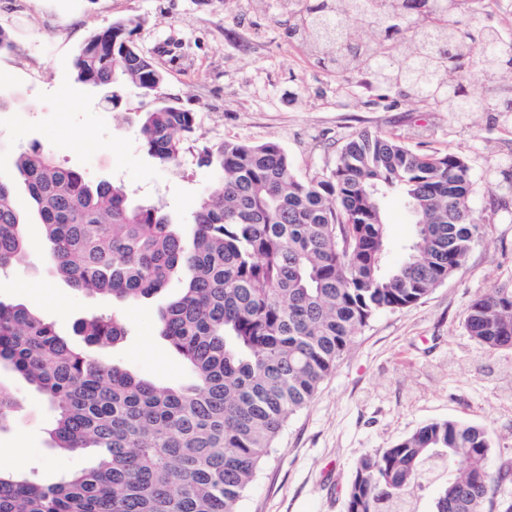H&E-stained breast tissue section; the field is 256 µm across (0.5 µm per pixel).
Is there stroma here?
I'll return each mask as SVG.
<instances>
[{
    "mask_svg": "<svg viewBox=\"0 0 512 512\" xmlns=\"http://www.w3.org/2000/svg\"><path fill=\"white\" fill-rule=\"evenodd\" d=\"M133 16L143 22L136 44L166 73L165 96L198 116V138L185 144L175 167L160 166L136 141L152 98L121 88L111 105L76 80L73 60L86 37ZM0 29L11 41L0 50L4 177L20 152L38 144L61 165L121 184L186 226L212 180L197 158L207 142L279 143L297 176L310 179L332 170L343 145L367 130L417 152L455 153L470 168V208L483 234L465 264L420 302L378 313L358 331L313 400L289 417L239 512H346L360 457L433 421L491 427L493 466L512 463V353L481 351L463 321L477 296L512 290V120L433 112L353 79L339 85L289 41L279 0H0ZM16 197L28 247L0 272V301L23 305L73 337L79 317L111 312L112 304L52 275L33 203L24 187ZM383 213L392 265L414 226L400 196H386ZM181 286L171 280L124 310L127 339L92 346L90 354L159 383L187 382L188 366L157 330L160 310ZM0 382L21 401L12 429L0 433V470L34 469L51 484L94 464L95 451L53 449L54 410L42 395L2 366Z\"/></svg>",
    "mask_w": 512,
    "mask_h": 512,
    "instance_id": "1",
    "label": "stroma"
}]
</instances>
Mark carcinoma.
I'll return each mask as SVG.
<instances>
[{
	"label": "carcinoma",
	"instance_id": "1",
	"mask_svg": "<svg viewBox=\"0 0 512 512\" xmlns=\"http://www.w3.org/2000/svg\"><path fill=\"white\" fill-rule=\"evenodd\" d=\"M288 37L338 77L395 90L436 112H512V49L471 0H283ZM465 14L469 23L461 24ZM136 17L92 32L74 57L79 82L122 81L155 101L135 129L162 166L193 140L196 113L160 93L166 75L133 40ZM478 59L502 95L454 78ZM216 174L185 236L162 210L124 188L59 165L38 145L0 177V270L26 249L15 198L25 186L54 272L72 288L127 304L178 276L184 288L158 331L190 367L167 386L92 357L55 324L0 301V366L53 406L54 447L98 451L96 464L53 484L0 471V512H238V502L288 418L309 403L358 330L379 311L409 307L448 280L483 227L471 217L469 167L453 153L420 154L364 132L336 167L302 180L278 144L222 141L198 148ZM398 193L415 216L405 260L385 266L381 202ZM465 329L486 352L512 350V291L475 298ZM88 345L117 344L116 315L81 318ZM18 405L0 384V432ZM492 432L463 421L427 423L359 460L347 512H401L406 493L440 463L434 512H489L512 467L492 469Z\"/></svg>",
	"mask_w": 512,
	"mask_h": 512
}]
</instances>
